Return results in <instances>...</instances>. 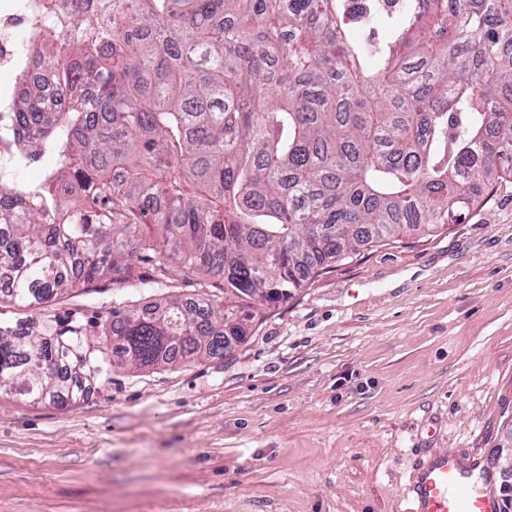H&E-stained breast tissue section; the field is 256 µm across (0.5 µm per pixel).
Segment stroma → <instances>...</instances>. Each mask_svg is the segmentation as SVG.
<instances>
[{"label":"stroma","mask_w":512,"mask_h":512,"mask_svg":"<svg viewBox=\"0 0 512 512\" xmlns=\"http://www.w3.org/2000/svg\"><path fill=\"white\" fill-rule=\"evenodd\" d=\"M136 273L0 318L72 317L100 346L116 301L224 309L221 279ZM106 359L76 405L0 390V512H407L444 450L512 484L494 456L512 447V177L462 223L336 263L227 356Z\"/></svg>","instance_id":"stroma-1"}]
</instances>
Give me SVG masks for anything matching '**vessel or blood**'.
<instances>
[{
	"label": "vessel or blood",
	"instance_id": "b4317fda",
	"mask_svg": "<svg viewBox=\"0 0 512 512\" xmlns=\"http://www.w3.org/2000/svg\"><path fill=\"white\" fill-rule=\"evenodd\" d=\"M410 512H500L496 496L481 470V459L453 452L431 454L420 462L408 487Z\"/></svg>",
	"mask_w": 512,
	"mask_h": 512
}]
</instances>
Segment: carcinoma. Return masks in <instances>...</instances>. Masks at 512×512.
Returning a JSON list of instances; mask_svg holds the SVG:
<instances>
[{"label":"carcinoma","mask_w":512,"mask_h":512,"mask_svg":"<svg viewBox=\"0 0 512 512\" xmlns=\"http://www.w3.org/2000/svg\"><path fill=\"white\" fill-rule=\"evenodd\" d=\"M24 36L64 97L19 69L0 175V305L132 279L170 258L224 281L198 298L112 306L139 368L243 343L372 243L461 222L512 176V0H400L388 40L346 0H39ZM36 183L17 178L31 163ZM156 227L160 249L138 245ZM87 329L0 321V388L74 404L100 372Z\"/></svg>","instance_id":"cac0c4a2"}]
</instances>
